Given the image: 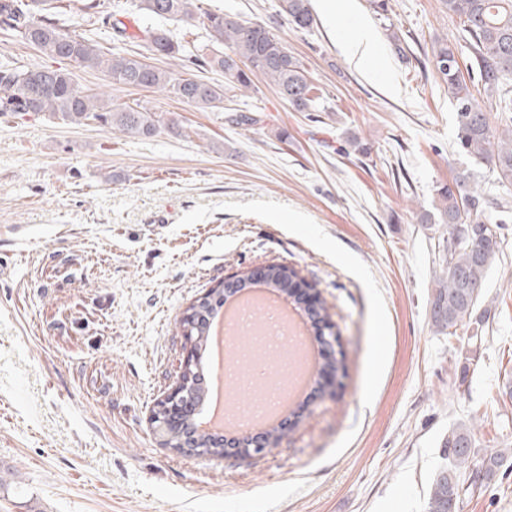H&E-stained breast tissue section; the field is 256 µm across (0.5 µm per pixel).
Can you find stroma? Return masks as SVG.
I'll use <instances>...</instances> for the list:
<instances>
[{"instance_id":"stroma-1","label":"stroma","mask_w":512,"mask_h":512,"mask_svg":"<svg viewBox=\"0 0 512 512\" xmlns=\"http://www.w3.org/2000/svg\"><path fill=\"white\" fill-rule=\"evenodd\" d=\"M388 2L385 18L369 0L318 7L298 32L278 0H196L266 22L321 112L294 111L260 78L200 109L73 62L78 89L184 136L0 115V512H426L449 429L470 427L479 457L512 448V220L483 288L493 318L450 338L427 313L442 227L419 216L459 172L480 191L493 181L458 153L425 57L459 42L461 23L442 0ZM359 22L374 35L361 61L344 50ZM245 107L256 124H231ZM271 264L310 285L336 327L335 395L300 396L282 439L249 459L164 446L150 413L177 380L184 311ZM462 512H512V473Z\"/></svg>"}]
</instances>
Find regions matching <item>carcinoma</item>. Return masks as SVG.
<instances>
[{
	"instance_id": "carcinoma-1",
	"label": "carcinoma",
	"mask_w": 512,
	"mask_h": 512,
	"mask_svg": "<svg viewBox=\"0 0 512 512\" xmlns=\"http://www.w3.org/2000/svg\"><path fill=\"white\" fill-rule=\"evenodd\" d=\"M195 0H138L139 23L133 32L119 14L99 10V0H88L84 10L97 18L101 27L131 39L151 55L179 66L191 63L224 74V85L195 77L175 78L167 69L152 66L137 55L111 53L98 47L84 32L69 30L59 23L61 0H0V31L35 48L52 64L19 69L0 65V114H42L52 120L82 125L96 122L121 133L151 136L159 128L154 113L127 105H110L95 93L75 87L66 65L84 63L103 68L112 80L130 86L169 90L181 101L202 109L224 102V89L242 90L253 79L268 80L282 99L296 112L320 111L322 94L307 75L299 59L263 21H245L237 16L215 12L200 14ZM451 16L462 20V39L469 51V67L461 70L457 47L436 42L431 49L432 64L439 74L448 100L456 113L457 140L462 151L474 160L489 164L500 184L512 185V125L501 129L492 125L488 112L479 105L475 92L486 96L488 108L512 111V88L505 80L512 77V0H443ZM279 13L299 31L313 28L310 0H279ZM159 20L200 24L206 35L208 54L189 52ZM227 47L229 52L222 51ZM472 174L461 172L450 184L437 189L433 211L422 216L424 224H441L443 232L434 245L440 266L436 287L428 299L429 321L435 332L453 337L473 319L483 323L490 315L481 309L482 287L499 252V244L488 238L454 244V225L489 222L487 214L501 218L492 221L500 229L508 218L509 201L481 195L470 187ZM266 284L281 292L297 286L293 276L280 265H272ZM224 291L211 290L199 308L200 319L192 329L196 352L205 347L215 304ZM195 447L210 456L224 455L215 436L198 429L190 431ZM444 464L436 473L428 494L427 512H460L465 496L487 487L501 470L512 469V449L493 448L482 458H474L469 428L451 429L441 443ZM469 472V485L461 482L462 471Z\"/></svg>"
}]
</instances>
